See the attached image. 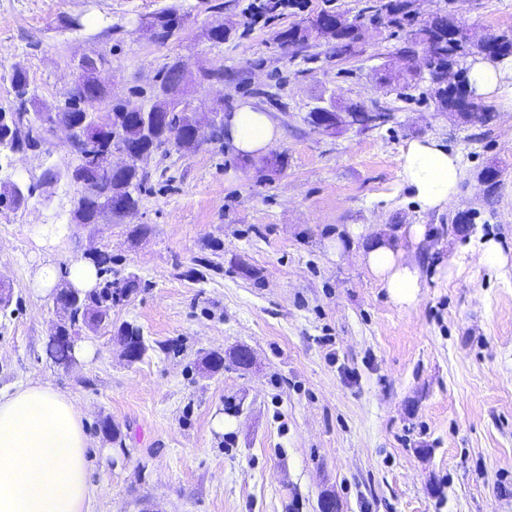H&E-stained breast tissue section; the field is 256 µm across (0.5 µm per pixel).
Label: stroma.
<instances>
[{
	"mask_svg": "<svg viewBox=\"0 0 512 512\" xmlns=\"http://www.w3.org/2000/svg\"><path fill=\"white\" fill-rule=\"evenodd\" d=\"M255 0H0V110L22 64L38 102L59 105L85 55L120 97L165 63L187 72L223 64L222 83L188 86L193 105L253 103L281 135L264 156L201 144L151 170L138 212L89 235L71 224L76 188L55 183L26 208L0 206V393L48 383L84 414L96 492L89 512H512V112L489 126L442 110L428 85L389 87L404 68L400 38L369 28L337 56L322 43L283 48L280 32L328 10L357 16L365 0H302L251 22ZM176 6L188 21L160 45L135 21ZM456 14L480 36L512 31V0H416L419 18ZM83 27L72 30L68 18ZM223 23V43L207 37ZM385 107L367 133L319 132L318 105ZM436 138L458 153L463 179L441 212L422 210L399 175L406 142ZM279 156L272 168L264 157ZM60 144L35 156L0 155V180L29 184L61 166ZM498 173L494 199L480 178ZM465 211L473 221L449 228ZM65 225L61 235L48 225ZM147 225L141 236L136 225ZM426 225L412 247L403 228ZM394 239L420 268L412 304L395 301L364 260L376 236ZM507 261L475 264L486 240ZM99 249L139 286L112 309L111 327L86 332L92 359L55 364L46 348L59 319L36 291L42 265L67 274ZM149 345L130 364L117 330ZM246 347L249 368L204 369L213 351Z\"/></svg>",
	"mask_w": 512,
	"mask_h": 512,
	"instance_id": "35a3bbf8",
	"label": "stroma"
}]
</instances>
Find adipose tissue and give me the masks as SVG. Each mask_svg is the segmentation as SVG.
Segmentation results:
<instances>
[{
	"instance_id": "adipose-tissue-1",
	"label": "adipose tissue",
	"mask_w": 512,
	"mask_h": 512,
	"mask_svg": "<svg viewBox=\"0 0 512 512\" xmlns=\"http://www.w3.org/2000/svg\"><path fill=\"white\" fill-rule=\"evenodd\" d=\"M471 89L502 99L512 112V61H479L469 71ZM226 136L245 156H255L278 137L273 119L251 104L225 117ZM401 175L425 210H440L462 176L458 155L439 140L407 142L400 149ZM390 295L413 302L420 287L417 263L404 260L391 239L376 238L365 254ZM83 415L74 399L47 384L0 393V512H88L95 493Z\"/></svg>"
}]
</instances>
